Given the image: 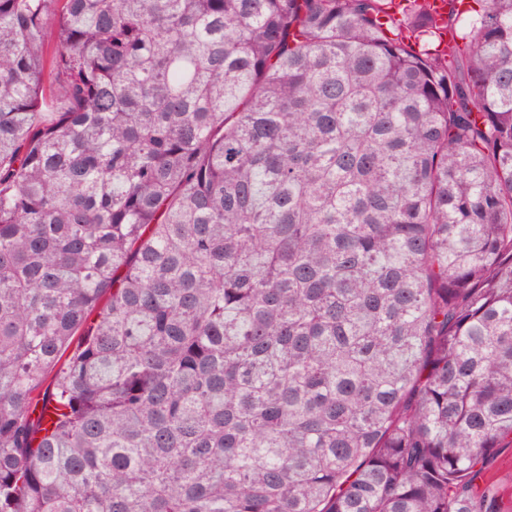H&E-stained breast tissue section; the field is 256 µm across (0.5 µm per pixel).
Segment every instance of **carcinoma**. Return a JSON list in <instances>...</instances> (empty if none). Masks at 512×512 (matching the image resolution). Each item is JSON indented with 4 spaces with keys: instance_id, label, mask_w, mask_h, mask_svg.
<instances>
[{
    "instance_id": "obj_1",
    "label": "carcinoma",
    "mask_w": 512,
    "mask_h": 512,
    "mask_svg": "<svg viewBox=\"0 0 512 512\" xmlns=\"http://www.w3.org/2000/svg\"><path fill=\"white\" fill-rule=\"evenodd\" d=\"M392 2L0 0V512H502L512 0ZM484 482L497 492L505 512L512 510V449L504 448L491 460L484 473Z\"/></svg>"
}]
</instances>
